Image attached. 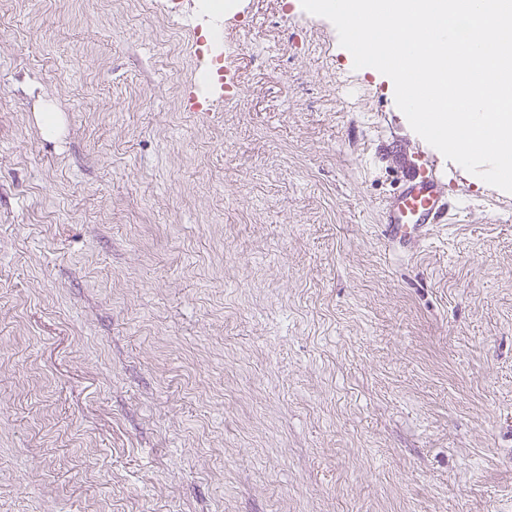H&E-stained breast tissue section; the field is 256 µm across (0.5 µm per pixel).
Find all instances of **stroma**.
<instances>
[{"mask_svg": "<svg viewBox=\"0 0 512 512\" xmlns=\"http://www.w3.org/2000/svg\"><path fill=\"white\" fill-rule=\"evenodd\" d=\"M238 4L0 0V512H512V193ZM407 158L458 212L411 255Z\"/></svg>", "mask_w": 512, "mask_h": 512, "instance_id": "35a3bbf8", "label": "stroma"}]
</instances>
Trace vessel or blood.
<instances>
[{
    "label": "vessel or blood",
    "mask_w": 512,
    "mask_h": 512,
    "mask_svg": "<svg viewBox=\"0 0 512 512\" xmlns=\"http://www.w3.org/2000/svg\"><path fill=\"white\" fill-rule=\"evenodd\" d=\"M455 216L448 191L432 166L404 161L396 193L382 207L383 235L393 246L407 249L432 224L450 222Z\"/></svg>",
    "instance_id": "vessel-or-blood-1"
}]
</instances>
